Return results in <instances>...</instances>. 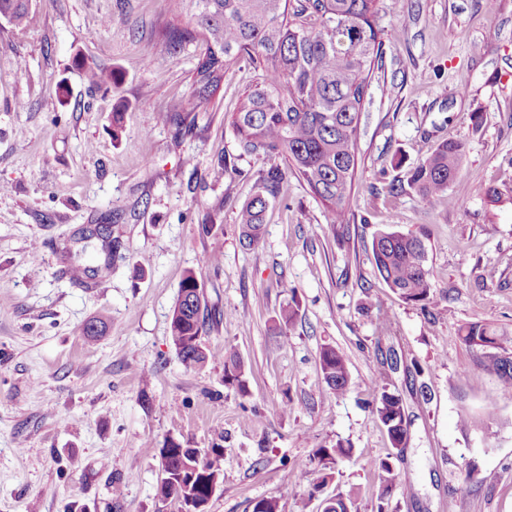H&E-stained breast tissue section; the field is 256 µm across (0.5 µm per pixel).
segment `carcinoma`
<instances>
[{"label": "carcinoma", "instance_id": "1", "mask_svg": "<svg viewBox=\"0 0 512 512\" xmlns=\"http://www.w3.org/2000/svg\"><path fill=\"white\" fill-rule=\"evenodd\" d=\"M385 0H171L176 16L189 25L166 26L160 41L144 49L151 61L158 51H175L189 42L202 50L195 66L193 108L212 105L224 71L248 57L263 66L265 75L250 88L239 111L232 114L241 150L269 160L256 174L257 190L238 210L245 245L259 243L269 205L288 178L296 177L326 207L330 223H347V196L357 169L356 143L374 69L382 65L380 13ZM18 30L27 26L28 0H0V18ZM466 144L440 141L406 176L390 185L397 195L410 188L428 201L448 197L466 156ZM282 158L285 164L275 162ZM376 270L386 285L407 304L426 310L434 304L427 250L417 235L382 230L372 241ZM206 308L202 289L193 274L181 281L170 320V341L187 366L201 363ZM505 331L492 322H473L460 330L459 340L481 351L480 364L494 374L499 387L512 391V351L503 346ZM319 366L327 386L338 394L349 389V370L343 352L325 347ZM224 383L246 391L242 362L231 354L224 359ZM372 405L391 447H405L408 419L402 396L380 388ZM222 445L184 448L172 441L162 449V470L168 473L156 488L165 501L184 492L206 499L208 480L215 471ZM348 450L340 443L318 450V464L333 478L338 460ZM389 453L372 461L378 482V512L400 485Z\"/></svg>", "mask_w": 512, "mask_h": 512}]
</instances>
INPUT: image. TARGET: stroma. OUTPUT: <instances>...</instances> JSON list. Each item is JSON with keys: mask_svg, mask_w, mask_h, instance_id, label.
I'll use <instances>...</instances> for the list:
<instances>
[{"mask_svg": "<svg viewBox=\"0 0 512 512\" xmlns=\"http://www.w3.org/2000/svg\"><path fill=\"white\" fill-rule=\"evenodd\" d=\"M387 5L347 223L292 178L254 248L236 214L264 161L241 153L231 114L260 68L227 69L196 112L198 45L143 59L174 21L170 0H31L24 30L0 20V512H178L155 495L172 439L224 448L207 512L262 498L319 512L318 486L377 512L383 386L409 421L390 512H512V393L458 340L472 322L512 331V0ZM90 67L115 86H92ZM448 137L467 144L449 201L392 196ZM91 224L121 241L119 257L82 239ZM389 226L425 242L430 310L377 274L372 237ZM75 265L96 278L75 280ZM189 272L216 311L190 367L169 339ZM97 316L108 329L92 340L82 329ZM328 345L347 358L346 394L321 374ZM229 349L246 393L224 383ZM339 442L351 453L322 482L317 452Z\"/></svg>", "mask_w": 512, "mask_h": 512, "instance_id": "35a3bbf8", "label": "stroma"}]
</instances>
